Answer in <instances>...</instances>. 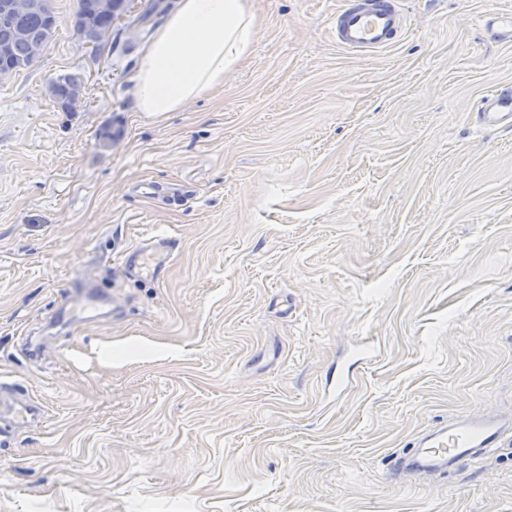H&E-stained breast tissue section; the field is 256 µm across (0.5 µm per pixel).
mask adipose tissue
I'll list each match as a JSON object with an SVG mask.
<instances>
[{"mask_svg": "<svg viewBox=\"0 0 512 512\" xmlns=\"http://www.w3.org/2000/svg\"><path fill=\"white\" fill-rule=\"evenodd\" d=\"M257 34L249 0H179L159 28L135 76L143 112H175L222 86Z\"/></svg>", "mask_w": 512, "mask_h": 512, "instance_id": "obj_1", "label": "adipose tissue"}]
</instances>
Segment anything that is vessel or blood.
I'll return each instance as SVG.
<instances>
[{"label":"vessel or blood","mask_w":512,"mask_h":512,"mask_svg":"<svg viewBox=\"0 0 512 512\" xmlns=\"http://www.w3.org/2000/svg\"><path fill=\"white\" fill-rule=\"evenodd\" d=\"M399 0H338L331 18L336 43L351 51L380 52L394 46L403 29ZM483 31L495 41H512V13L488 11L480 18ZM481 126L512 130V86L499 85L479 102ZM502 419L497 415L463 420L427 436L411 461L427 475L445 473L449 461L472 455L474 449L492 448L502 440Z\"/></svg>","instance_id":"1"}]
</instances>
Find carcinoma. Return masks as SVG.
<instances>
[{
    "instance_id": "cac0c4a2",
    "label": "carcinoma",
    "mask_w": 512,
    "mask_h": 512,
    "mask_svg": "<svg viewBox=\"0 0 512 512\" xmlns=\"http://www.w3.org/2000/svg\"><path fill=\"white\" fill-rule=\"evenodd\" d=\"M95 0H77L74 28L86 41H94V32L100 26L112 24V17L93 8ZM58 23L43 7L37 6L12 16L9 23L0 24V46L9 45L7 55H0V71L16 73L29 68L43 54L52 41ZM83 78L74 73H63L49 79L47 93L52 100L69 112L83 94Z\"/></svg>"
}]
</instances>
